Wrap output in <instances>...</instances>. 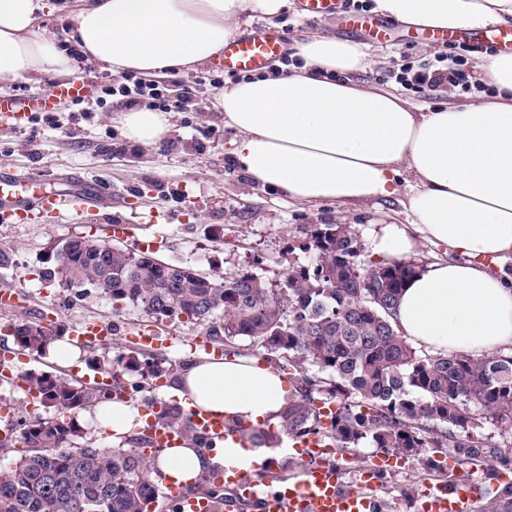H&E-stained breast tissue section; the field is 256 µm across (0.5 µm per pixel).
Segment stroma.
I'll use <instances>...</instances> for the list:
<instances>
[{"label": "stroma", "instance_id": "1", "mask_svg": "<svg viewBox=\"0 0 512 512\" xmlns=\"http://www.w3.org/2000/svg\"><path fill=\"white\" fill-rule=\"evenodd\" d=\"M286 23L292 26V50L306 35L358 41L357 35L338 30L333 21L303 17L296 0H287L283 17L269 21L244 13L238 31L279 29ZM362 48L371 64L354 73V80L401 92L424 109L482 96L477 66L488 58V51L467 49L471 88L464 92L446 84L418 90L392 77L405 66L434 64L447 54L446 43L396 31L388 40L366 42ZM224 75L210 62L189 70L194 84L185 109L169 113L163 143L151 146L128 140L115 111L62 112L55 128L43 122L0 124V171H39L46 187L64 178L112 186L111 207L92 202L80 215H38L28 224H0V247L12 258L9 269H0V289L17 292L14 304H0V325L34 319L46 311L66 334L75 323L117 317L123 334L113 338L111 348L125 346V332L142 323L138 311L127 307L117 316L106 297L91 294L77 299L66 287L48 288L41 281L42 268L72 238L102 239L148 251L162 261L186 263L204 273L230 277L248 270L276 280L287 274L290 260H302V253H289L288 242L305 225L347 224L365 243L379 224L405 223L395 196L351 206L299 203L262 188L231 167L226 156L235 134L225 128L224 114L212 94L213 78ZM437 480L421 460L401 459L385 473L376 495L389 501L391 512H418L421 493Z\"/></svg>", "mask_w": 512, "mask_h": 512}]
</instances>
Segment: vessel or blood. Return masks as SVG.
Listing matches in <instances>:
<instances>
[{
  "instance_id": "vessel-or-blood-1",
  "label": "vessel or blood",
  "mask_w": 512,
  "mask_h": 512,
  "mask_svg": "<svg viewBox=\"0 0 512 512\" xmlns=\"http://www.w3.org/2000/svg\"><path fill=\"white\" fill-rule=\"evenodd\" d=\"M302 14L312 19L328 18L345 27L356 28L365 41H379L389 28L388 23L373 16H353L343 9V0H298ZM478 43H490L497 49H512V28H491L474 34ZM288 44L284 34L276 29H258L226 42L218 55L217 64L231 72L260 71L281 58ZM39 101L21 105L14 97H0V123L16 126L26 120L29 109L39 108ZM28 173L0 172V222L25 224L35 215H60L85 208L93 198L108 202L112 189L100 186L91 191L84 184H76L65 192L28 194L20 191L23 183H34ZM70 335L78 342L93 347L108 346L112 340V325L107 321L79 322L72 326ZM194 429L209 438H223L230 425L221 417L203 413L191 416ZM296 451L305 460L299 477L281 476L278 485L269 488L259 484L242 469L221 470L215 477L228 495L225 512H238L245 504L254 502L259 512H372L374 494L378 488L377 473L386 471L393 463L389 454L377 456L372 467L362 470L353 481H346L341 469L324 463L323 450L316 436H308L297 444ZM486 491L480 483L470 482L450 489L443 486L429 488L425 495L423 512H474L476 504ZM162 499L172 503L178 512H212L209 497L191 494L173 486L159 492Z\"/></svg>"
}]
</instances>
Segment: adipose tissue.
<instances>
[{
    "instance_id": "adipose-tissue-1",
    "label": "adipose tissue",
    "mask_w": 512,
    "mask_h": 512,
    "mask_svg": "<svg viewBox=\"0 0 512 512\" xmlns=\"http://www.w3.org/2000/svg\"><path fill=\"white\" fill-rule=\"evenodd\" d=\"M406 24L443 30L512 23V0H374ZM286 0H83L72 37L90 63L161 77L207 63L238 30L244 12L277 15ZM45 0H0V81L67 74L72 61L37 31ZM302 72L264 76L220 91L224 125L237 133L227 157L269 190L302 202L355 203L403 194L411 224L374 231V252L400 261L418 241L444 258L405 279L396 331L432 350L479 357L512 353V278L493 274L512 254V55L480 64L497 88L479 102L424 111L401 95L363 86L368 61L352 43L312 37L298 45ZM134 142L151 145L167 119L146 107L123 111ZM179 403L244 424L276 425L288 400L282 376L238 359L196 357L180 371ZM87 420L113 438L142 423L137 403L94 407ZM271 454L227 439L212 450L176 447L156 462L161 480L193 486L216 467L251 469Z\"/></svg>"
}]
</instances>
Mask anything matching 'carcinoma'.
Masks as SVG:
<instances>
[{
	"label": "carcinoma",
	"mask_w": 512,
	"mask_h": 512,
	"mask_svg": "<svg viewBox=\"0 0 512 512\" xmlns=\"http://www.w3.org/2000/svg\"><path fill=\"white\" fill-rule=\"evenodd\" d=\"M296 248L309 260L293 263L275 284L248 272L211 275L82 238L56 252L43 278L131 306L154 323H192L226 355L261 358L288 377L279 431L294 441L317 435L340 451L369 443L401 459L429 448L462 465L512 470V452L484 433L488 423L512 429V354L434 351L399 335L392 309L417 269L365 258L347 224H309ZM7 328L22 351L41 352L56 336L53 323L40 320ZM86 362L112 386L23 374L42 412L18 421L15 442L24 454L0 467V512H149L157 492L142 453L149 435L109 448L76 426L75 413L122 402L131 391L161 405L156 426L182 430L190 448L213 446L180 406L148 395L175 375L167 358L128 346L112 356L91 350ZM238 430L256 448L273 441L264 428Z\"/></svg>",
	"instance_id": "carcinoma-1"
}]
</instances>
